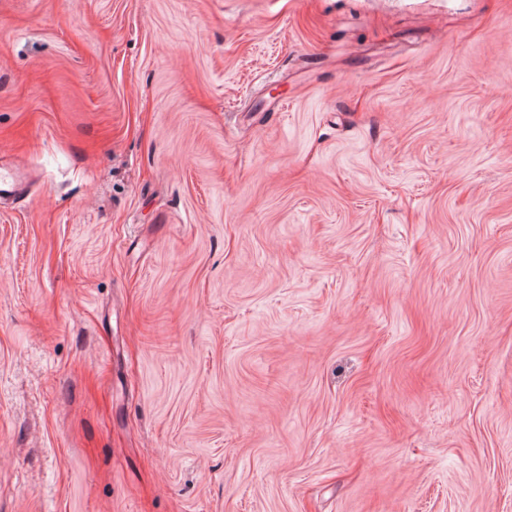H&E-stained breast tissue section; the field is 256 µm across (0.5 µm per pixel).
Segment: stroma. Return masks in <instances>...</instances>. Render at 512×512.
<instances>
[{"instance_id":"stroma-1","label":"stroma","mask_w":512,"mask_h":512,"mask_svg":"<svg viewBox=\"0 0 512 512\" xmlns=\"http://www.w3.org/2000/svg\"><path fill=\"white\" fill-rule=\"evenodd\" d=\"M0 512H512V0H0ZM3 166H0V202L13 201L25 192L28 182L17 171L5 166L2 171Z\"/></svg>"}]
</instances>
